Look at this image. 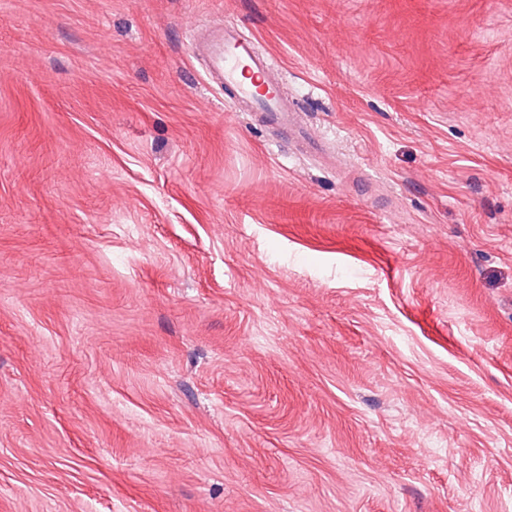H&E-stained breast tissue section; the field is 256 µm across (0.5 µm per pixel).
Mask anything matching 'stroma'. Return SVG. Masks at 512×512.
Segmentation results:
<instances>
[{
	"instance_id": "1",
	"label": "stroma",
	"mask_w": 512,
	"mask_h": 512,
	"mask_svg": "<svg viewBox=\"0 0 512 512\" xmlns=\"http://www.w3.org/2000/svg\"><path fill=\"white\" fill-rule=\"evenodd\" d=\"M0 512H512V0H0ZM193 50L206 59L207 79L224 87V97L249 112H265L268 122L287 125L306 148L315 149L297 111L284 98L270 59L236 25L224 21L213 25L195 40Z\"/></svg>"
}]
</instances>
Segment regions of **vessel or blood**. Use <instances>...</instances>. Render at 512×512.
Masks as SVG:
<instances>
[{
	"label": "vessel or blood",
	"mask_w": 512,
	"mask_h": 512,
	"mask_svg": "<svg viewBox=\"0 0 512 512\" xmlns=\"http://www.w3.org/2000/svg\"><path fill=\"white\" fill-rule=\"evenodd\" d=\"M193 50L207 61V79L219 84L224 95L250 112L265 113L268 122L288 126L298 138L306 127L288 105L270 59L238 27L220 22L194 42Z\"/></svg>",
	"instance_id": "1"
}]
</instances>
